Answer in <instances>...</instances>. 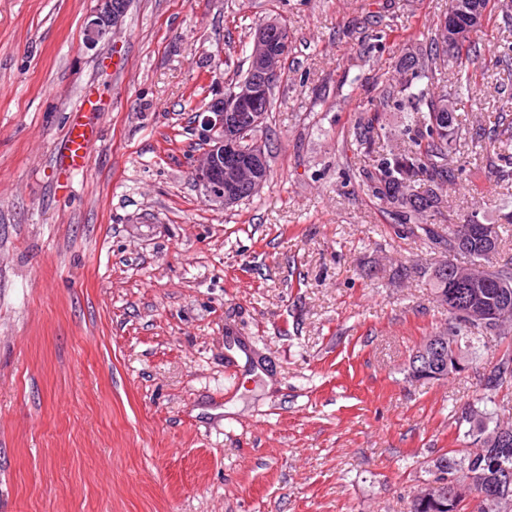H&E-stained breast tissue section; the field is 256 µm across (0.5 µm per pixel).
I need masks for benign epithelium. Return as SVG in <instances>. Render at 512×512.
Masks as SVG:
<instances>
[{
	"instance_id": "obj_1",
	"label": "benign epithelium",
	"mask_w": 512,
	"mask_h": 512,
	"mask_svg": "<svg viewBox=\"0 0 512 512\" xmlns=\"http://www.w3.org/2000/svg\"><path fill=\"white\" fill-rule=\"evenodd\" d=\"M126 12L125 0H96L94 10L86 17L83 29V44L95 47L109 34L120 28ZM289 44L288 32L271 28L267 24L259 28L254 38V56L266 75H279L282 56L277 53V43ZM258 91L245 86L228 96L224 86L212 90V98L193 113L192 131L203 145V154L191 168V177L208 201L222 205L240 200V178L243 171L256 170L264 162L262 151L246 148L239 130L241 115L253 111ZM448 349V330L442 328L426 337L415 352L416 358L428 363Z\"/></svg>"
}]
</instances>
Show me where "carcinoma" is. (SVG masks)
Masks as SVG:
<instances>
[{
    "instance_id": "cac0c4a2",
    "label": "carcinoma",
    "mask_w": 512,
    "mask_h": 512,
    "mask_svg": "<svg viewBox=\"0 0 512 512\" xmlns=\"http://www.w3.org/2000/svg\"><path fill=\"white\" fill-rule=\"evenodd\" d=\"M479 43L473 38L446 42L442 47L429 49L404 58L399 64L402 78L397 95H387L384 105L390 104L400 113L401 124L407 134L403 146L382 154L370 168L353 173L358 188L382 205L395 209L400 224L407 231L419 230L441 248L448 256L446 273L440 266L415 265L405 269L404 277L426 279L434 288L436 297L448 304V329L452 342L459 345L458 357L448 352V359L438 361L436 367L424 372L417 380H441L460 374L456 361L484 364L478 372L477 394L472 404L463 409L458 423L469 425L464 432L465 448L451 457H444L436 464L439 475L435 481L444 483L442 490L453 484L451 497L431 496V493L413 496L409 512H477L471 506L473 488L467 485L469 473L480 470L485 474L487 491L494 492L497 485L492 462H503L512 467V445L499 448L489 441L478 446L479 439L498 431L512 433V420H503L496 410L500 392L512 387V265H500L495 254L504 236L512 226V214L505 215V223L495 225L494 239L468 236L465 230L481 223L476 213L465 216L459 224L448 225V232L441 234L420 224L426 212H438L447 202L443 187L453 188L467 170L470 161L457 149L455 135L462 129V120L455 111L448 109V99L432 91V80L438 71L440 54L448 57V73L452 75L451 87L456 97H473V78L469 65L477 53ZM381 137V127L374 112H365L354 127V138L366 153L375 151ZM476 153L486 161V166L499 178H512V114L502 112L489 129L477 127L471 135ZM414 180L428 183L423 194L410 190ZM464 255L470 264L483 268L487 284L476 286V294L464 303H452L451 294L459 289L463 269L453 262V257ZM494 336L507 340L495 362H482L484 339Z\"/></svg>"
}]
</instances>
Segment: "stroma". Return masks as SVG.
<instances>
[{
  "label": "stroma",
  "instance_id": "1",
  "mask_svg": "<svg viewBox=\"0 0 512 512\" xmlns=\"http://www.w3.org/2000/svg\"><path fill=\"white\" fill-rule=\"evenodd\" d=\"M94 5L0 0V512H407L464 448L477 376L406 381L448 307L402 269L443 255L351 181L374 160L353 131L452 0H131L88 49ZM274 19L270 176L227 209L192 180L190 118ZM508 43L485 26L486 127L512 110ZM87 96L96 147L64 173ZM471 164L432 223L512 211V180Z\"/></svg>",
  "mask_w": 512,
  "mask_h": 512
}]
</instances>
